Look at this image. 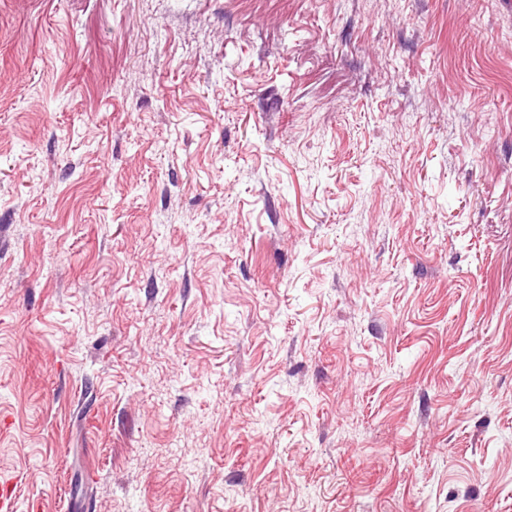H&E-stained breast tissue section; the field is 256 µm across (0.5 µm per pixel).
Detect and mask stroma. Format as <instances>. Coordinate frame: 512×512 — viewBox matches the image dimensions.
<instances>
[{"label":"stroma","instance_id":"1","mask_svg":"<svg viewBox=\"0 0 512 512\" xmlns=\"http://www.w3.org/2000/svg\"><path fill=\"white\" fill-rule=\"evenodd\" d=\"M17 512H512L503 0H0Z\"/></svg>","mask_w":512,"mask_h":512}]
</instances>
